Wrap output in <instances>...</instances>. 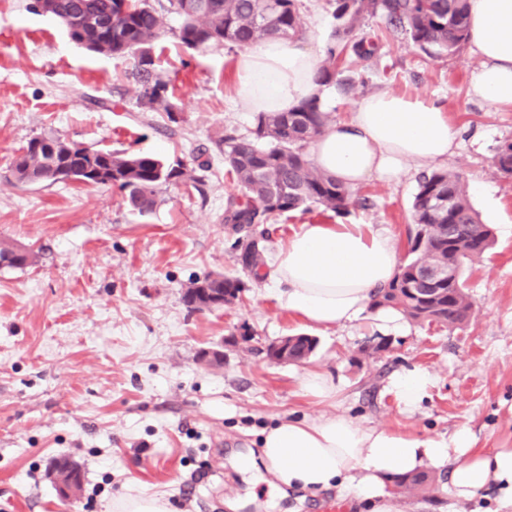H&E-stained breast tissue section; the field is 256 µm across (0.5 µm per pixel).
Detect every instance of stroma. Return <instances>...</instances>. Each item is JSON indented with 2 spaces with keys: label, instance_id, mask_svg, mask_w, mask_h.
<instances>
[{
  "label": "stroma",
  "instance_id": "1",
  "mask_svg": "<svg viewBox=\"0 0 512 512\" xmlns=\"http://www.w3.org/2000/svg\"><path fill=\"white\" fill-rule=\"evenodd\" d=\"M32 2L0 0V243L36 255L26 268L0 267V512H113V501L134 490L162 497L171 512H326L336 504L365 512L334 489L279 498L234 467L278 420L327 411L303 391L310 372L339 384L337 408L359 424L447 438L465 428L474 447L512 448V178L492 171L495 147L512 138V107L470 94L471 47L451 61L431 58L371 19L364 32L377 58L351 59L356 86L336 91L325 107L346 122L362 98L387 90L446 113L457 146L441 166L463 174L495 238L466 270L475 319L451 331L400 316L386 329L371 309L352 326L320 330L279 307L270 268L256 276L235 261L248 236L265 234L270 261L300 225L337 220L313 208L245 232L225 223L237 188L218 145L254 128L238 94V52L181 47L180 19L168 16L154 53L173 86L172 110L148 112L136 99L130 60L85 51ZM299 4L297 44L324 54L335 26L329 0ZM44 133L197 168L203 184L160 186L142 214L116 188L15 181V156ZM420 173L413 166L391 182L360 183L354 193L367 204L347 222L384 225L406 246ZM207 274L239 278L241 300L190 310L184 294ZM244 331L250 341H240ZM298 333L318 341L307 360L266 358L267 344ZM383 339L388 349L374 351ZM216 346L224 350L218 367L200 358ZM414 368L430 371L435 384L407 412L389 380ZM61 456L84 473L73 502L59 498L49 473ZM437 478L434 495H400L406 512H494L495 488L460 501L449 493L448 471Z\"/></svg>",
  "mask_w": 512,
  "mask_h": 512
}]
</instances>
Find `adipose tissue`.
<instances>
[{"instance_id": "1", "label": "adipose tissue", "mask_w": 512, "mask_h": 512, "mask_svg": "<svg viewBox=\"0 0 512 512\" xmlns=\"http://www.w3.org/2000/svg\"><path fill=\"white\" fill-rule=\"evenodd\" d=\"M470 32L479 59L470 73L473 96L512 105V0H471ZM319 57L272 37L240 55L238 92L253 112H286L305 98L326 99L316 82ZM456 134L434 103L379 91L363 98L351 121L329 126L310 143L314 165L345 187L378 177L391 180L408 164L447 158ZM397 243L371 224H303L279 248L270 278L278 305L319 329L360 319L375 289L398 268ZM261 456L240 458L248 472L263 464L278 489L353 496L371 512H404L388 492L394 475L449 469L453 497L468 500L498 489L497 512H512V448L475 450L469 431L451 438L405 436L363 427L344 413L288 418L265 429Z\"/></svg>"}]
</instances>
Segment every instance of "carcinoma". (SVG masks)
Masks as SVG:
<instances>
[{
    "mask_svg": "<svg viewBox=\"0 0 512 512\" xmlns=\"http://www.w3.org/2000/svg\"><path fill=\"white\" fill-rule=\"evenodd\" d=\"M336 25L332 42L317 71V81L349 91L353 83L341 78L340 63L353 54L366 60L376 44L359 36L364 23L379 17L394 32L410 39L430 57L455 58L470 40V0H332ZM181 18L175 36L187 49L243 47L269 37L301 32L298 0H168L165 12L149 0H51L52 16L67 23V33L89 52L133 59L137 99L151 112H169V82L157 68L152 53L155 41L168 32L165 13ZM333 120L316 97L302 100L289 112H259L255 140L224 138V164L242 193L230 196L224 212L227 224H267L277 216L308 211L315 206L346 215L366 200L354 199L350 189L320 172L306 152L307 145ZM56 151V163L81 165L90 170L89 184L116 187L126 193L131 206L141 213L156 205L157 188L164 184L197 183L184 165H170L151 154H125L108 149L90 150L53 137L38 136L14 158L11 174L18 182L44 178L50 172L46 149ZM494 173L512 178V138L494 149ZM413 230L408 248L393 281L372 295L371 307H389L419 323H435L450 330L462 328L475 314L464 272L493 245L491 229L480 222L470 204L465 179L442 168L426 170L418 177L412 205ZM264 249L251 240L238 248L236 263L258 274L264 266ZM33 251L0 243V261L10 268L34 262ZM451 266L452 274L422 293L417 275L429 266ZM224 296V304L239 299L242 283L237 278L213 280L206 275L187 288L184 300L192 310L202 309L199 289ZM317 339L293 336L288 356L307 359ZM396 490L408 494L433 488V478L423 470L393 478Z\"/></svg>",
    "mask_w": 512,
    "mask_h": 512,
    "instance_id": "cac0c4a2",
    "label": "carcinoma"
}]
</instances>
